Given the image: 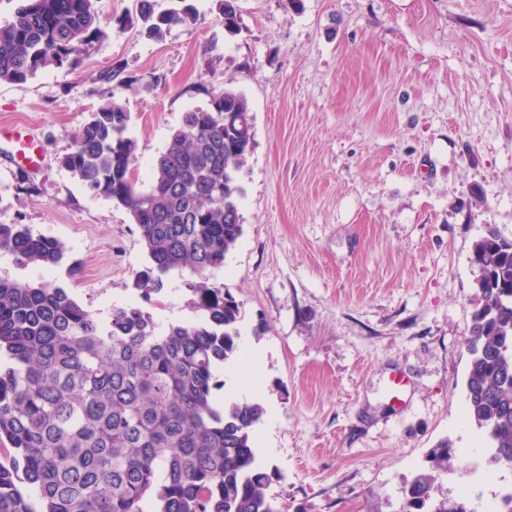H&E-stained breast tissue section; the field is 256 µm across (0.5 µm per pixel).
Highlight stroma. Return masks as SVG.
I'll list each match as a JSON object with an SVG mask.
<instances>
[{"label": "stroma", "instance_id": "35a3bbf8", "mask_svg": "<svg viewBox=\"0 0 512 512\" xmlns=\"http://www.w3.org/2000/svg\"><path fill=\"white\" fill-rule=\"evenodd\" d=\"M190 2L196 21L156 39L137 0H93L101 32L70 66L0 83V125H27L42 147L30 169L0 143V222L63 240L51 278L107 321L137 298L146 254L126 210L90 196L62 156L115 96L147 181L185 112L231 85L254 148L243 234L210 280L260 353L271 494L286 512H402L448 438L477 449L472 493L495 501L512 470L486 465L464 382L472 246L491 229L512 239V0H238L233 35L220 0ZM113 67L121 84L99 78ZM187 301L176 276L149 311L188 321Z\"/></svg>", "mask_w": 512, "mask_h": 512}]
</instances>
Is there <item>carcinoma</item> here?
Listing matches in <instances>:
<instances>
[{
	"mask_svg": "<svg viewBox=\"0 0 512 512\" xmlns=\"http://www.w3.org/2000/svg\"><path fill=\"white\" fill-rule=\"evenodd\" d=\"M224 30L240 28L236 0H222ZM139 20L161 37L195 21L188 0L163 14L140 0ZM98 30L93 0H23L0 24V82L24 83L72 64ZM245 96L215 90L185 113L150 183L135 176L138 143L116 97L80 127L62 165L92 196L125 208L148 262L139 301L98 321L62 285L0 277V512H283L268 493L278 472L257 459L254 402H219L218 369L239 353L241 304L210 282L243 234V176L254 147ZM0 251L15 263L54 267L67 246L27 224L0 222ZM478 269L465 379L467 420L483 431L489 460L512 455V239L490 230L472 247ZM189 322L162 329L143 304L173 274ZM459 456L452 441L404 488L403 512H475L465 496L434 498Z\"/></svg>",
	"mask_w": 512,
	"mask_h": 512,
	"instance_id": "obj_1",
	"label": "carcinoma"
}]
</instances>
